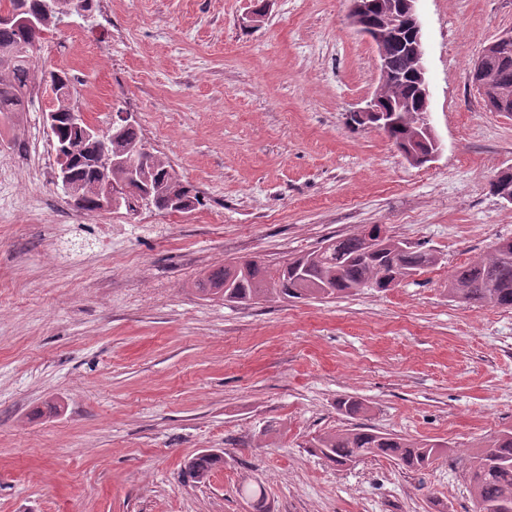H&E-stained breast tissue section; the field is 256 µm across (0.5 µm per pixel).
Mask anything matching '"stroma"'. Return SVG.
<instances>
[{
  "mask_svg": "<svg viewBox=\"0 0 512 512\" xmlns=\"http://www.w3.org/2000/svg\"><path fill=\"white\" fill-rule=\"evenodd\" d=\"M112 0L37 53L98 121L136 116L201 196L188 213L77 211L42 177L43 95L0 117V512H473L456 456L512 429V310L450 301L448 276L512 237L489 190L512 116L487 111L473 60L512 0H419L440 152L410 165L352 127L378 81L347 0ZM435 251L384 292L252 305L192 283L230 258L273 262L364 225ZM361 423L447 444L410 472L336 467L312 437ZM280 433L263 435L269 424ZM224 453L204 483L187 461Z\"/></svg>",
  "mask_w": 512,
  "mask_h": 512,
  "instance_id": "35a3bbf8",
  "label": "stroma"
}]
</instances>
